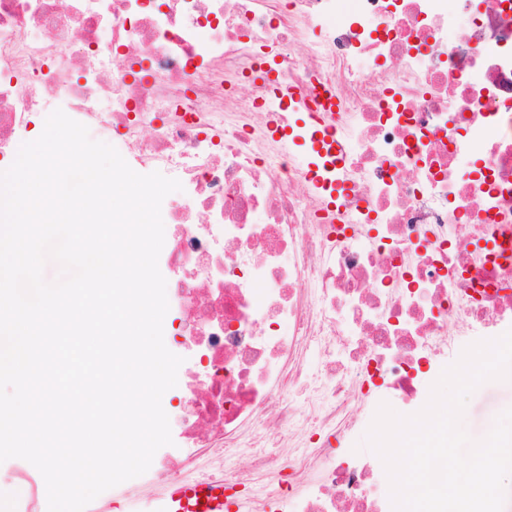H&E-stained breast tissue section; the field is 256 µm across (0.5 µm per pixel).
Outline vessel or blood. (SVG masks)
<instances>
[{"instance_id":"vessel-or-blood-1","label":"vessel or blood","mask_w":512,"mask_h":512,"mask_svg":"<svg viewBox=\"0 0 512 512\" xmlns=\"http://www.w3.org/2000/svg\"><path fill=\"white\" fill-rule=\"evenodd\" d=\"M149 512H236V507L223 486L198 482L167 486Z\"/></svg>"}]
</instances>
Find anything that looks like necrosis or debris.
Wrapping results in <instances>:
<instances>
[{"mask_svg":"<svg viewBox=\"0 0 512 512\" xmlns=\"http://www.w3.org/2000/svg\"><path fill=\"white\" fill-rule=\"evenodd\" d=\"M343 2L0 0V167L59 108L182 184L185 451L146 496L385 512L382 461L331 446L353 402L379 379L419 411L423 368L512 319V0ZM297 112L336 137L314 169ZM227 492L224 485L211 482L172 484L144 512H236L235 502L228 499Z\"/></svg>","mask_w":512,"mask_h":512,"instance_id":"4bbe7bcc","label":"necrosis or debris"}]
</instances>
